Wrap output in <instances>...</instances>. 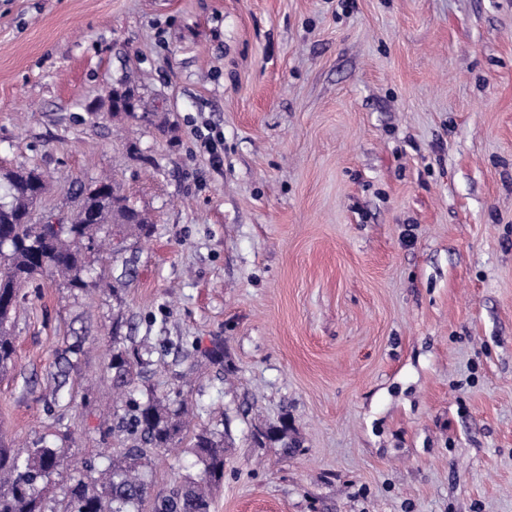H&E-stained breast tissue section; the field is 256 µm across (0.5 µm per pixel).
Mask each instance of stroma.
<instances>
[{"instance_id":"obj_1","label":"stroma","mask_w":512,"mask_h":512,"mask_svg":"<svg viewBox=\"0 0 512 512\" xmlns=\"http://www.w3.org/2000/svg\"><path fill=\"white\" fill-rule=\"evenodd\" d=\"M21 166L38 214L107 177L153 225L99 287L20 293L0 428L67 448L51 498L123 450L121 348L148 354L132 396L223 433L209 512H512V0H0ZM283 420L292 453L256 443ZM202 470L152 452L149 495Z\"/></svg>"}]
</instances>
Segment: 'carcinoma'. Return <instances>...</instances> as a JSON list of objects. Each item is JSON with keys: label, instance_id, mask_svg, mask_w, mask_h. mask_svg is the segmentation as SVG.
<instances>
[{"label": "carcinoma", "instance_id": "1", "mask_svg": "<svg viewBox=\"0 0 512 512\" xmlns=\"http://www.w3.org/2000/svg\"><path fill=\"white\" fill-rule=\"evenodd\" d=\"M39 184V195L47 190V179L37 168L21 167L0 174V374L13 364L16 353L11 331L12 315L20 303V289L38 276L59 273L71 288L85 291L96 282L85 276L87 254L95 249L94 232L105 224L122 227L135 224L148 238L153 227L141 211L117 194L115 185L98 181L81 185L75 192L70 218L62 224H44L35 218L36 204L29 194L32 184ZM113 380L119 387L135 384L136 368L143 364L137 351H117L112 355ZM117 428L131 441L124 457L110 462L99 477L73 478L65 492L62 512H142L148 486L139 476L144 449L167 448L183 439L186 424L182 407L172 409L150 397L140 402L131 397ZM261 438L278 442L284 449L288 442V420L270 427ZM190 448L203 465V481L224 478L223 441L204 427L192 434ZM67 469L62 448L36 445L22 452L6 446L0 434V472L13 479L0 488V512H56L43 495V482L50 475ZM210 501L198 482L189 481L169 495L154 501L152 512H208Z\"/></svg>", "mask_w": 512, "mask_h": 512}]
</instances>
